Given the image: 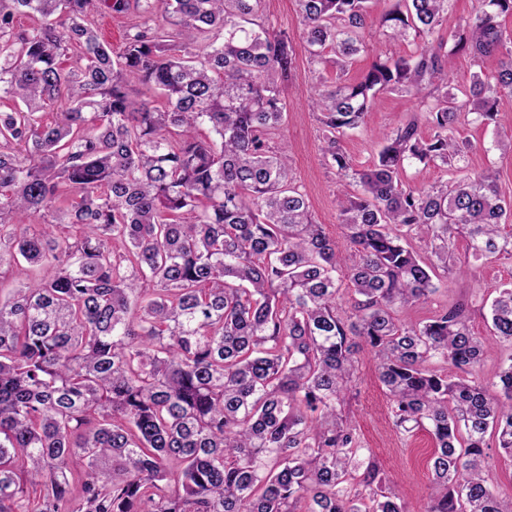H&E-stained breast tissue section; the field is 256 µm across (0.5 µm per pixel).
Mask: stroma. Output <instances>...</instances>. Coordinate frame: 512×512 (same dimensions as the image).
I'll list each match as a JSON object with an SVG mask.
<instances>
[{
  "label": "stroma",
  "instance_id": "35a3bbf8",
  "mask_svg": "<svg viewBox=\"0 0 512 512\" xmlns=\"http://www.w3.org/2000/svg\"><path fill=\"white\" fill-rule=\"evenodd\" d=\"M390 5V0H372L367 17L366 50L355 56L347 72H339L330 64L326 66L322 77L331 82L340 78L353 81L368 69L375 56L397 57L411 52V40H391L380 36L378 32V18ZM296 53V68L284 89L288 112L279 136L290 147L294 182L305 193L316 222L325 225L331 234L337 236L341 233L336 202L338 179L335 172L325 164L319 123L309 107L318 76H315L304 48H297ZM419 108L418 100L409 95L397 92L384 94L369 113L365 124L342 137L340 145L356 168H365L380 148L382 132L396 126ZM499 130H512V97L499 99L496 125L474 124L462 129V138L472 144L462 165L472 173L489 167L496 169L501 195L512 199V154L490 147ZM510 282L512 257L472 260L466 264L464 273L442 281L439 292L428 304L403 311L401 318L405 322L416 323L438 309L466 299L471 304V328L476 334L484 336L488 333L486 317L491 302L490 292L493 286ZM358 358L362 374L357 386L359 394L351 402V411L363 444L384 464L389 480L405 500L413 506H423L432 487L427 467L431 438L423 431L411 437L397 431L388 411V399L373 371L372 353L369 349H361Z\"/></svg>",
  "mask_w": 512,
  "mask_h": 512
}]
</instances>
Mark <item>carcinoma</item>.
Returning a JSON list of instances; mask_svg holds the SVG:
<instances>
[{
  "label": "carcinoma",
  "mask_w": 512,
  "mask_h": 512,
  "mask_svg": "<svg viewBox=\"0 0 512 512\" xmlns=\"http://www.w3.org/2000/svg\"><path fill=\"white\" fill-rule=\"evenodd\" d=\"M295 2L310 62L346 71L369 0ZM448 2L392 0L380 32L413 51L311 97L324 157L360 187L340 247L269 145L296 52L263 0H0V275H27L0 295V512H411L345 411L364 345L395 427L435 440L419 512H512L484 455L512 461V354L498 395L469 378L512 350V283L486 336L466 301L400 319L457 266V235L475 259L512 255V202L458 166L457 135L512 96V0H478L450 34ZM102 5L134 15L117 54ZM459 51L498 67L457 90ZM387 92L419 99L430 133L398 124L358 170L340 137ZM412 162L451 177L412 188Z\"/></svg>",
  "instance_id": "1"
}]
</instances>
